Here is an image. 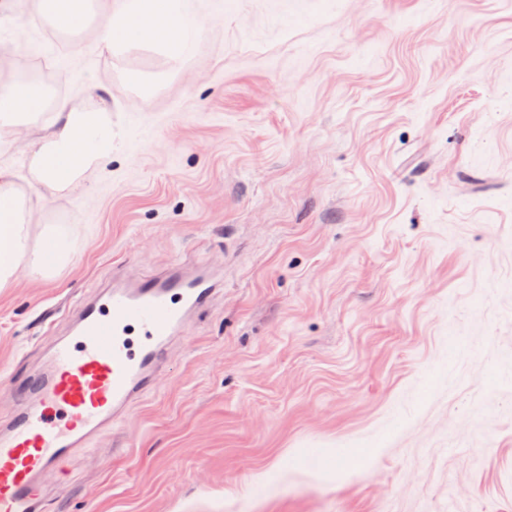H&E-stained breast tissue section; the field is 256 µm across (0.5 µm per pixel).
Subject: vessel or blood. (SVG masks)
<instances>
[{"label": "vessel or blood", "mask_w": 512, "mask_h": 512, "mask_svg": "<svg viewBox=\"0 0 512 512\" xmlns=\"http://www.w3.org/2000/svg\"><path fill=\"white\" fill-rule=\"evenodd\" d=\"M215 291L180 266L112 288L78 309L77 331L28 375L0 422V512H41L50 484L149 391L186 316Z\"/></svg>", "instance_id": "1"}]
</instances>
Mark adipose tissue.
<instances>
[{
  "instance_id": "obj_1",
  "label": "adipose tissue",
  "mask_w": 512,
  "mask_h": 512,
  "mask_svg": "<svg viewBox=\"0 0 512 512\" xmlns=\"http://www.w3.org/2000/svg\"><path fill=\"white\" fill-rule=\"evenodd\" d=\"M195 0H36L39 15L56 31L73 32L87 20L98 28V47L146 45L181 60L201 41L203 21ZM55 46L41 28L28 29L19 39L0 46V74L8 73L10 88H0V129L10 128L24 139L25 156L34 179L49 191L76 185L84 170L98 169L112 177V113L107 104L77 112L59 104L54 116L30 126L32 111L42 105L33 79L12 74L16 55L39 57ZM33 209L17 188V173L0 164V289L10 287L21 267L48 274L65 264L71 250V228L46 224L40 247L30 245Z\"/></svg>"
}]
</instances>
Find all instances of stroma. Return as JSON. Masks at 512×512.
<instances>
[{
    "label": "stroma",
    "mask_w": 512,
    "mask_h": 512,
    "mask_svg": "<svg viewBox=\"0 0 512 512\" xmlns=\"http://www.w3.org/2000/svg\"><path fill=\"white\" fill-rule=\"evenodd\" d=\"M203 9L176 72L14 60L40 120L107 101L119 174L33 214L73 247L0 290V418L113 278L218 284L48 512H512V0Z\"/></svg>",
    "instance_id": "35a3bbf8"
}]
</instances>
